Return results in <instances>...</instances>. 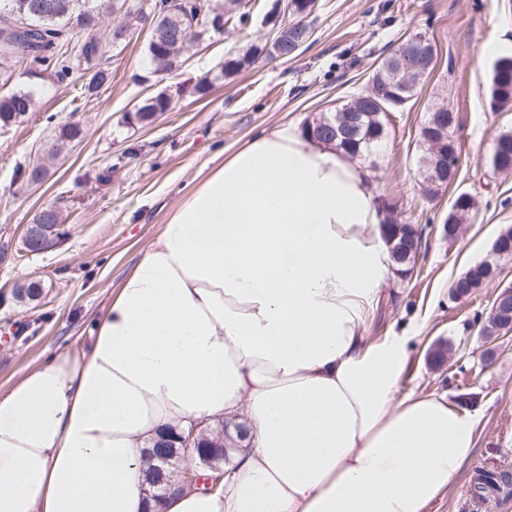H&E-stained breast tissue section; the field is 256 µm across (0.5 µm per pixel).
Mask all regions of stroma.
<instances>
[{"label":"stroma","instance_id":"1","mask_svg":"<svg viewBox=\"0 0 512 512\" xmlns=\"http://www.w3.org/2000/svg\"><path fill=\"white\" fill-rule=\"evenodd\" d=\"M274 0H243L252 17L244 28L226 26L193 46L182 68L164 80L149 78L147 28L131 30L109 51L111 82L93 101L50 77L17 76L14 89L36 91V110L24 122L0 128V390L27 369L86 342L112 288L139 261L183 195L253 137L312 116L364 92L375 66L406 35L424 32L436 42L433 76L411 103L393 113L380 155L366 160L379 197L397 207L401 223L421 233L422 246L407 277L390 276L365 320L370 338H410V362L401 391L471 401L478 444L432 512H512V486L498 497L476 499V470L512 473V333L484 339L472 328L487 316L499 288L512 284V259L499 260L498 277L462 300L451 285L471 265L491 259L497 235L512 227V173L487 165L501 131L512 128V106H488L493 63L481 56L490 44H512V0H317L306 22L311 37L290 60L258 58L230 75L224 58L243 54L272 35ZM212 76L208 94H194L197 79ZM171 111L151 124L134 121L137 104L161 89ZM446 105L456 112L458 172L447 189L425 198L417 159L418 131L428 113ZM76 117L84 137L55 161L39 189L22 188L15 170L45 157L58 122ZM469 191L476 211L455 240L444 234L454 195ZM60 204L69 230L40 253L24 247L25 224L43 206ZM43 287L33 302L16 301L21 282ZM439 344L449 358L434 365Z\"/></svg>","mask_w":512,"mask_h":512}]
</instances>
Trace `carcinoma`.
<instances>
[{"mask_svg": "<svg viewBox=\"0 0 512 512\" xmlns=\"http://www.w3.org/2000/svg\"><path fill=\"white\" fill-rule=\"evenodd\" d=\"M12 10L26 18L30 30L16 38L17 54L9 55L3 44V30L0 29V86L4 87L15 81L16 64L25 61L30 69L26 74L31 78L44 75L53 77L57 83L69 85L73 82L78 69H83V82L80 90L87 100L97 96L99 89L111 78L109 69L101 66V60L112 44L126 38L128 32L138 28L139 24L151 19L147 43V56L154 73H168L181 67V59L189 47L203 41L217 31L224 29L228 21L240 27L250 22V13L241 10V0H150V6L143 8V0H107L110 12L122 16L119 26L110 31L89 30L81 32V45L84 61L71 57L69 35L74 33L72 19L80 12H95L100 9L98 0H9ZM197 16L201 27L195 32H188L177 37L172 34L174 19L180 16ZM307 25L292 21L289 25L279 27L272 40L251 45L244 54L228 57L219 64L220 72L231 75L251 64L256 58L276 56L281 59L293 58L294 40L300 38ZM390 58L382 60L374 70L370 88L365 93L355 96L342 103L340 108L347 109L350 117H358L360 122L349 127L345 141L335 139L332 126L335 125V111H328L320 123L310 129L302 127L304 134L318 142L334 143L336 149L348 156L361 154L365 157L383 150L388 135L390 114L405 108L416 96L418 86L399 94L394 76L388 69ZM512 105V54L505 53L498 57L494 64L489 82V107L493 110ZM172 98L164 91H159L146 98L134 111V118L142 123L149 122L162 112L172 109ZM35 90H17L0 95V127H10L23 122L24 118L35 110ZM435 112L444 115L447 120L440 123V129L434 134L426 133L419 128L418 148L421 151L422 168L432 164L440 168L441 174L437 185L427 186V194L436 196L439 191L455 179L457 168H445V152H457L452 130L457 123V113L438 106ZM83 137L82 127L66 121L57 126L54 137L48 142L47 153L51 157L58 156L68 146L79 142ZM497 153L490 156L488 164L495 172L512 171V131L499 134ZM473 195L468 191L458 192L448 209L445 224H465L474 214ZM380 206L386 213L383 222L384 239L389 249L393 268L409 273L417 254L408 260L396 258L398 252L421 246L418 230L410 224H399L392 216V205L385 199ZM496 264L484 260L470 266L452 283L451 292L455 296L468 297L488 282L487 276L494 273ZM40 294L34 282L16 286L14 297L19 302H30ZM237 444L218 446L201 434L198 442L192 447L196 462L206 455L214 459V465L224 464L229 451ZM180 453L175 441L168 439L157 442L149 452L148 480L154 485L164 477L175 472L177 459L174 454ZM508 475L504 472L481 469L476 472L473 484L475 496L481 500L499 492L501 485L506 483Z\"/></svg>", "mask_w": 512, "mask_h": 512, "instance_id": "obj_1", "label": "carcinoma"}]
</instances>
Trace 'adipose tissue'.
I'll list each match as a JSON object with an SVG mask.
<instances>
[{"label": "adipose tissue", "mask_w": 512, "mask_h": 512, "mask_svg": "<svg viewBox=\"0 0 512 512\" xmlns=\"http://www.w3.org/2000/svg\"><path fill=\"white\" fill-rule=\"evenodd\" d=\"M371 174L286 125L225 158L114 288L87 347L0 390V512H149L159 435L248 430L163 512H430L477 442L368 339L391 274Z\"/></svg>", "instance_id": "obj_1"}]
</instances>
